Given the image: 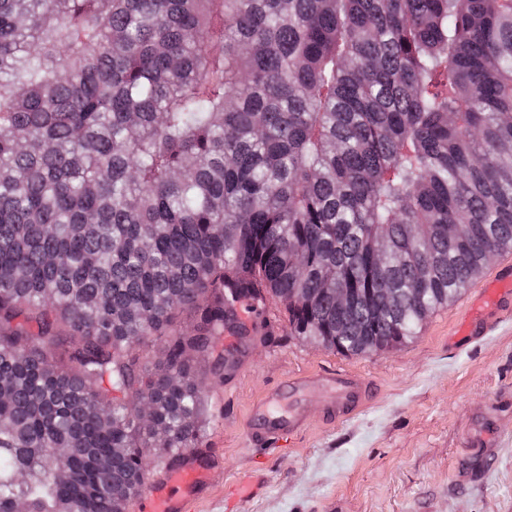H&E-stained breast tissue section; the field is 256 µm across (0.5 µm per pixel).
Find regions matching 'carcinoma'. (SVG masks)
I'll return each mask as SVG.
<instances>
[{"mask_svg": "<svg viewBox=\"0 0 512 512\" xmlns=\"http://www.w3.org/2000/svg\"><path fill=\"white\" fill-rule=\"evenodd\" d=\"M511 249L512 0H0V512H125L241 299L365 354Z\"/></svg>", "mask_w": 512, "mask_h": 512, "instance_id": "cac0c4a2", "label": "carcinoma"}]
</instances>
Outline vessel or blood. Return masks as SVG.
<instances>
[{
  "instance_id": "vessel-or-blood-1",
  "label": "vessel or blood",
  "mask_w": 512,
  "mask_h": 512,
  "mask_svg": "<svg viewBox=\"0 0 512 512\" xmlns=\"http://www.w3.org/2000/svg\"><path fill=\"white\" fill-rule=\"evenodd\" d=\"M512 298V280L502 278L482 290L479 310L459 331L461 338L484 335L493 315ZM325 398L319 408L326 423L346 419L367 407L376 397L374 384L346 371L293 379L287 386L269 391L251 411L252 438L270 446L283 435L301 431L307 424L308 398ZM210 466L198 456H189L180 468L165 471L160 484L134 497L139 512H185L187 498L202 494L209 486Z\"/></svg>"
}]
</instances>
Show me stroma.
<instances>
[{
    "mask_svg": "<svg viewBox=\"0 0 512 512\" xmlns=\"http://www.w3.org/2000/svg\"><path fill=\"white\" fill-rule=\"evenodd\" d=\"M512 272L498 255L474 283L437 307L415 336L366 354H344L292 334L284 305L267 299L246 318L254 333L224 374L200 361L204 408L199 455L210 484L186 512H512V315L459 346L454 336L480 288ZM347 370L377 388L365 410L258 448L249 408L277 385Z\"/></svg>",
    "mask_w": 512,
    "mask_h": 512,
    "instance_id": "1",
    "label": "stroma"
}]
</instances>
